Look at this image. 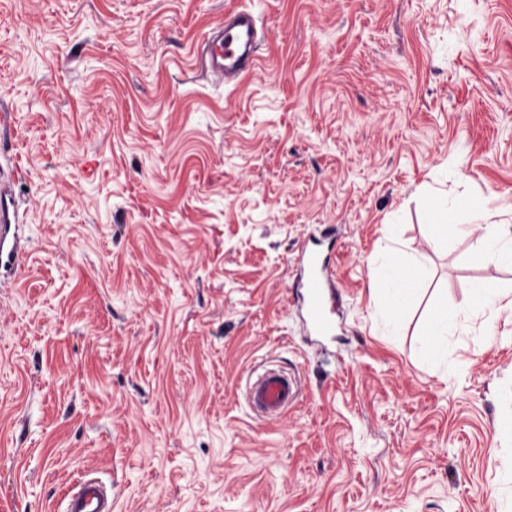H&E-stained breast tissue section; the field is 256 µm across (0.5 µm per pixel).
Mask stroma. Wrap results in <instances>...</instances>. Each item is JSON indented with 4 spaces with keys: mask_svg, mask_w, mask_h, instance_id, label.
<instances>
[{
    "mask_svg": "<svg viewBox=\"0 0 512 512\" xmlns=\"http://www.w3.org/2000/svg\"><path fill=\"white\" fill-rule=\"evenodd\" d=\"M250 8L237 85L197 44ZM512 0H0V152L23 254L0 269V512H56L99 477L114 512H512V312L426 360L438 305L512 281L481 230L428 243L422 187L512 205ZM335 227L329 350L292 303ZM426 286L391 327L390 245ZM300 377L278 420L259 364ZM248 376L246 402L256 416L266 420H276L292 406L299 397L300 384L294 374L279 368H263L261 373Z\"/></svg>",
    "mask_w": 512,
    "mask_h": 512,
    "instance_id": "stroma-1",
    "label": "stroma"
}]
</instances>
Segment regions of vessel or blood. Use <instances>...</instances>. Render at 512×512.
Segmentation results:
<instances>
[{"label":"vessel or blood","instance_id":"b4317fda","mask_svg":"<svg viewBox=\"0 0 512 512\" xmlns=\"http://www.w3.org/2000/svg\"><path fill=\"white\" fill-rule=\"evenodd\" d=\"M263 30L258 18L247 10L225 13L198 48L200 64L213 82L235 84L262 60ZM22 170L18 155L0 154V268L14 266L21 251L14 231L17 208L11 191ZM306 290L302 317L310 333L331 335L330 317L336 307V282L326 271L320 249L303 250L298 258ZM299 380L278 368H264L249 377L246 402L256 416L272 421L298 399ZM63 512H112V495L97 478L82 476L63 497Z\"/></svg>","mask_w":512,"mask_h":512}]
</instances>
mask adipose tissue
Returning a JSON list of instances; mask_svg holds the SVG:
<instances>
[{"mask_svg":"<svg viewBox=\"0 0 512 512\" xmlns=\"http://www.w3.org/2000/svg\"><path fill=\"white\" fill-rule=\"evenodd\" d=\"M473 218L483 221L481 251L486 261L512 266V222L493 220L489 211H473ZM424 287L423 269L419 261H404L398 249H391L386 258L375 260L371 289L382 298L389 312L399 313L409 308ZM458 326L457 316L447 306L434 308L423 331V349L427 356L438 360L448 358V339Z\"/></svg>","mask_w":512,"mask_h":512,"instance_id":"1","label":"adipose tissue"}]
</instances>
